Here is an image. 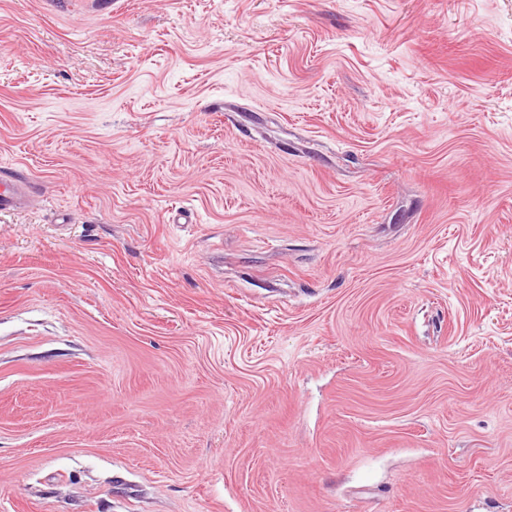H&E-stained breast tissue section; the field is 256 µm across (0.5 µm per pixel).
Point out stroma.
Here are the masks:
<instances>
[{"label":"stroma","mask_w":512,"mask_h":512,"mask_svg":"<svg viewBox=\"0 0 512 512\" xmlns=\"http://www.w3.org/2000/svg\"><path fill=\"white\" fill-rule=\"evenodd\" d=\"M0 512H512V0H0ZM30 197L29 182L8 172H0V212L25 205Z\"/></svg>","instance_id":"stroma-1"}]
</instances>
